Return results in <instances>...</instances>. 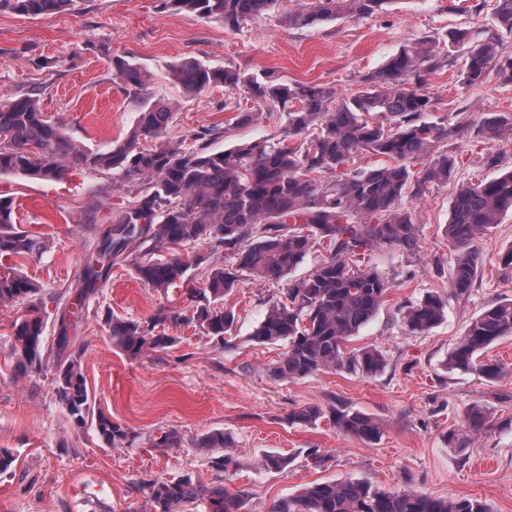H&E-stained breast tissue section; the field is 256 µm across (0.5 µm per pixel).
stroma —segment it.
Here are the masks:
<instances>
[{"label": "stroma", "instance_id": "1", "mask_svg": "<svg viewBox=\"0 0 512 512\" xmlns=\"http://www.w3.org/2000/svg\"><path fill=\"white\" fill-rule=\"evenodd\" d=\"M394 0L367 17L345 16L307 28L289 25L288 15L309 0H278L265 14L239 28L163 7L161 0H76L74 9L27 16L0 9V98L39 94L48 119L78 144L110 148L131 130L137 99L116 75L117 58L140 63L154 98L176 102L166 141L176 144L197 131L221 128L215 150L258 139L285 136L282 110L264 114L263 103L241 92L211 87L184 97L173 67L185 59L206 65H232L260 81L328 84L339 98L363 90V78L380 68L403 44L430 41L444 65L427 75L434 96L430 119L446 117L464 129L449 140L458 161L459 182L487 181L497 174L482 159L487 151L512 164L504 142L478 143L483 117H512V84L490 76L479 87L459 80L448 32L463 26L475 39L492 31L494 0ZM261 112L259 121L240 125L241 112ZM0 198L10 200L16 229L33 234L40 255L23 273L49 298L82 276L93 248L91 229L112 220L116 208L135 197L120 173L77 168L60 181L0 174ZM453 189L431 187L421 200H405L418 226V247L406 252L385 247L371 261L392 286L377 314L350 341L386 356L372 377L348 371L321 373L281 382L269 372L283 348L256 344L251 335L264 319L276 283L244 282L226 301L235 323L224 348L194 329L168 326L180 342L167 352L129 358L113 343L106 314L143 319L162 306L183 307L180 290L161 294L144 285L135 265L146 254L131 246L126 261L88 303L79 325L80 361L89 404L140 435L172 429L181 448L162 455L145 443L131 448L104 445L93 423L74 426L58 403L51 373L19 377L10 355L12 325L27 305L0 306V448L15 454L16 467L0 478V512H139L141 479L191 474L208 481L204 434L221 430L233 438L237 470L224 477L229 491L249 494L244 512H271L280 499L315 481L361 480L385 491L405 486L448 499L476 497L492 512H512V337L497 341L487 356L503 365V377L490 381L473 372L448 370V354L472 318L489 304L512 299V269L502 270L499 253L512 244V211L481 242V271L468 299L454 298L449 286L452 253L445 238ZM429 293L448 300L446 318L424 334L406 330L402 313ZM481 404L489 428L471 434L464 451L448 445L450 431L467 427L466 410ZM340 404L375 419L381 436L365 442L339 430L330 418L294 424L292 412L308 405ZM326 455L323 467L308 463L310 450ZM291 457L281 473L260 470L266 453Z\"/></svg>", "mask_w": 512, "mask_h": 512}]
</instances>
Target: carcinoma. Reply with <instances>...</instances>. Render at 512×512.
Returning a JSON list of instances; mask_svg holds the SVG:
<instances>
[{
    "label": "carcinoma",
    "mask_w": 512,
    "mask_h": 512,
    "mask_svg": "<svg viewBox=\"0 0 512 512\" xmlns=\"http://www.w3.org/2000/svg\"><path fill=\"white\" fill-rule=\"evenodd\" d=\"M277 0H163V5L208 21L236 28L271 9ZM393 0H313L288 16L291 25L308 27L354 13L372 15ZM75 0H0V7L38 16L63 12ZM493 18L500 32L512 34V0H495ZM448 47L462 53L460 77L469 87L481 86L491 73L512 83V56L504 59L499 35L473 41L462 27L448 31ZM116 75L138 96L144 87L142 67L126 59L114 62ZM439 67L438 58L424 42H410L364 79L365 89L338 99L336 88L325 84L288 85L259 82L239 68L210 67L186 60L174 69L185 93L198 94L211 86L244 91L267 108L287 112L288 138L237 144L222 151L209 150L208 141L221 128H205L192 142L172 146L163 141L174 111L169 103L144 98L135 125L120 143L106 151L81 150L62 127L46 119L38 98L27 95L0 102V173L13 172L38 180H62L76 167L112 170L137 184V200L119 211L113 234H101L95 256L84 267L76 292L83 297L105 283L112 266L123 261L129 246L145 251L157 246L210 245L238 259L234 266L189 257L179 252L165 259L135 265L137 278L167 294L180 288L189 306L160 307L144 321L105 318L114 344L136 358L178 345L166 333L170 324L201 330L217 345L228 340L235 314L224 298L245 280L279 283L292 274L318 243L327 244L329 256L308 275L288 281L283 298L269 301L264 320L249 340L286 346L270 367L277 380H296L320 372L348 370L374 376L386 364L377 348L346 351L345 344L380 309L391 281L367 257L384 247L413 252L418 247L417 225L411 211L401 208L406 197L417 200L430 186L446 184L456 174V157L444 141L461 126L425 121L434 99L424 91L425 75ZM481 141L512 137V122L505 115L483 119ZM390 159L378 168L352 169L350 159L361 152ZM329 173L326 182L316 175ZM512 210V168L478 183H458L445 235L454 254L450 276L455 296H469L478 276L479 241ZM40 254L38 240L14 227L10 201L0 199V259L10 265L0 270V305L28 303L29 313L14 324L11 354L14 372L28 377L53 369L57 401L77 427L86 424L91 406L80 355L67 353L69 329L80 312L67 309L58 317L56 347L45 342L46 324L41 307L33 303L40 288L11 263L26 262ZM201 268L204 287L192 286L191 268ZM448 301L428 294L403 315V324L423 334L440 324ZM512 335V301L489 304L468 324L448 356V370L476 372L489 381L500 376L498 364L483 360L492 344ZM324 416L318 406H306L290 421L308 424ZM336 427L346 434L373 441L381 428L361 412L331 410ZM468 428L479 432L489 418L481 404L467 411ZM95 427L110 447H131L139 435L100 412ZM161 454L182 445L181 435L163 431L147 437ZM199 448L208 454L213 472L204 483L190 474L171 479H142L143 512H189L195 504L207 512H242L245 495L224 488V474L238 461L232 442L220 430L202 436ZM288 457L268 453L259 461L267 472L288 467ZM271 512H492L479 498H435L407 486L385 492L359 480L325 481L303 487L277 501Z\"/></svg>",
    "instance_id": "carcinoma-1"
}]
</instances>
